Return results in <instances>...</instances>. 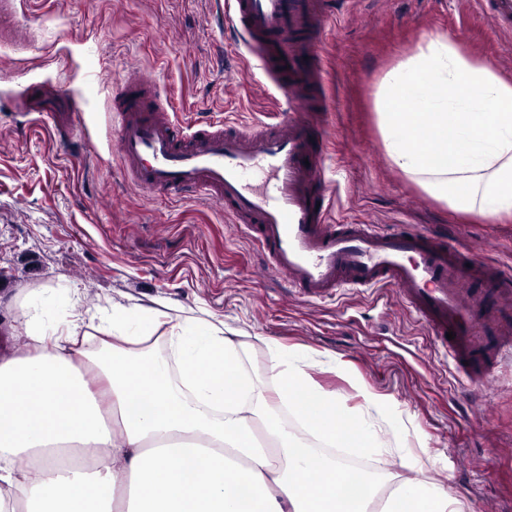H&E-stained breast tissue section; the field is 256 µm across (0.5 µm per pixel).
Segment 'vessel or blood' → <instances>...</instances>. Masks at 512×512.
Masks as SVG:
<instances>
[{"label":"vessel or blood","instance_id":"vessel-or-blood-1","mask_svg":"<svg viewBox=\"0 0 512 512\" xmlns=\"http://www.w3.org/2000/svg\"><path fill=\"white\" fill-rule=\"evenodd\" d=\"M210 2L273 84L280 118L238 130L213 116L184 125L160 101L151 73L130 74L112 100V152L123 177L173 201L189 192L218 200L226 222L266 254L264 273L286 278L307 299L344 287L394 289L455 363L478 364L473 383L488 382L486 355L511 358L512 340L477 320L470 282L503 277V269L428 233L328 221L326 117L314 114L312 101L324 96L319 54L340 0Z\"/></svg>","mask_w":512,"mask_h":512}]
</instances>
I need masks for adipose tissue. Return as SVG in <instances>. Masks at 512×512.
Wrapping results in <instances>:
<instances>
[{"label": "adipose tissue", "instance_id": "1", "mask_svg": "<svg viewBox=\"0 0 512 512\" xmlns=\"http://www.w3.org/2000/svg\"><path fill=\"white\" fill-rule=\"evenodd\" d=\"M374 98L394 167L454 211L512 217V81L436 35L385 72ZM14 306L24 351L0 352V512H457L437 483L390 486L360 470L337 496L335 460L273 399L327 445L367 456L381 442L290 349L272 345L258 383L220 322L116 304L94 326L110 343L91 355L82 320L50 326L31 296ZM157 334L169 356L141 351Z\"/></svg>", "mask_w": 512, "mask_h": 512}]
</instances>
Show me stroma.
<instances>
[{
    "mask_svg": "<svg viewBox=\"0 0 512 512\" xmlns=\"http://www.w3.org/2000/svg\"><path fill=\"white\" fill-rule=\"evenodd\" d=\"M25 38L0 41V347L20 345L14 297H56L70 311L151 306L240 331L248 373L266 380L269 346L306 353L310 374L358 411L363 391L403 421L366 468L443 486L462 512H512V366L488 388L454 380L442 347L394 292L345 288L310 301L260 272L258 247L216 205L175 203L126 183L109 146L114 80L152 73L178 121L216 112L239 124L269 111L272 88L208 0H20ZM443 34L512 79V35L479 0H346L322 46L338 224L446 233L512 271V220L461 214L394 168L374 90L424 40ZM80 102L86 129L52 121ZM421 460L401 468L400 450Z\"/></svg>",
    "mask_w": 512,
    "mask_h": 512,
    "instance_id": "stroma-1",
    "label": "stroma"
}]
</instances>
